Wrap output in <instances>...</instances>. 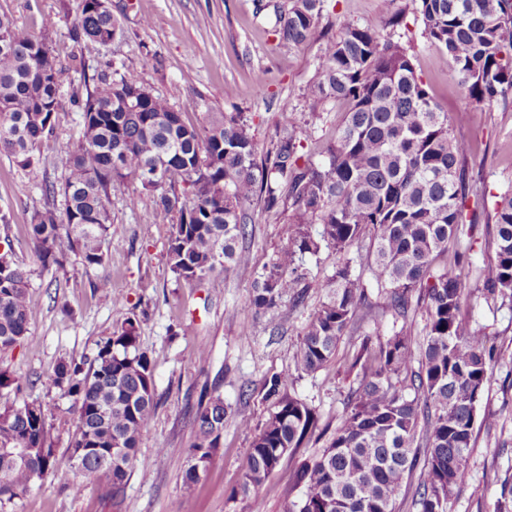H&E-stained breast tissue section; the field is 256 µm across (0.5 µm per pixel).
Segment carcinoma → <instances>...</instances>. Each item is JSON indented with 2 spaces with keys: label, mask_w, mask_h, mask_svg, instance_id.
Returning a JSON list of instances; mask_svg holds the SVG:
<instances>
[{
  "label": "carcinoma",
  "mask_w": 512,
  "mask_h": 512,
  "mask_svg": "<svg viewBox=\"0 0 512 512\" xmlns=\"http://www.w3.org/2000/svg\"><path fill=\"white\" fill-rule=\"evenodd\" d=\"M326 0H291L276 14L274 34L300 46L319 44V63L304 92L309 111L330 101L346 118L325 159L304 162L305 131L282 113L283 129L258 155L250 126L239 112H206L190 122L129 71L86 78L71 104L80 112V134L68 149L64 172L48 188L51 201L31 216L30 238L43 266H62L65 254L86 267L102 263L112 236V194L138 181L155 205L177 214L167 259L188 283L248 264L238 248L246 239L244 206L257 199L267 211L291 210V244L254 281L249 306L277 307L283 295L301 302L308 273L303 256L321 244L346 252L363 242L370 280L346 261L321 284L327 301L313 314L296 353L295 370L313 374L336 357L342 337L368 318V288L389 298L407 318L416 305L426 314L420 351L402 328L377 347L366 341L350 368L361 367L346 412L329 445L288 471L302 487L286 512H396L403 483L420 471L421 512H447L454 489L466 478L477 402L488 381L493 346L460 318L459 264H450L464 224L468 194L461 160L467 144L451 136L412 57L399 42L370 26L345 24L334 37L319 21ZM439 63L473 99L494 104L512 91V0H409ZM112 13L78 0L72 37L100 46L117 39ZM63 67L44 38L0 14V154L36 176L40 146L56 133ZM313 224L321 225L311 234ZM495 259L483 275L486 296L512 297V192L494 206ZM31 271L12 250L0 252V350L30 333L37 311L28 301ZM291 374L265 378L264 396L276 411L255 434L234 494L256 492L284 456L319 430L315 411L290 392ZM45 385L63 391L71 405L19 402L20 384L0 368V503L27 493L72 458L58 456L53 420L76 417L68 450L87 448L81 472L99 498L116 500L135 471L143 434L159 398L152 360L139 342V322L126 317L98 347L90 363L60 361ZM227 408L219 387L204 388L192 418L195 441L186 449L185 482L195 483L212 464ZM19 452L23 463L11 454Z\"/></svg>",
  "instance_id": "cac0c4a2"
}]
</instances>
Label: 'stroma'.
<instances>
[{"label": "stroma", "instance_id": "1", "mask_svg": "<svg viewBox=\"0 0 512 512\" xmlns=\"http://www.w3.org/2000/svg\"><path fill=\"white\" fill-rule=\"evenodd\" d=\"M405 0H327L321 24L331 33L351 23L382 27L386 9H401ZM290 0H110L123 34L99 46L75 42L71 27L77 0H0V13L33 36L46 38L61 63L82 57L87 75L116 63L134 71L153 93L194 122L207 112H239L250 124L259 151L276 140L283 110L294 112L307 130L302 152L319 160L336 136L345 112L329 103L308 111L303 93L318 62L319 46L278 44L271 27ZM151 25H144V18ZM413 57L416 73L442 111L453 137L469 150L463 164L470 193L489 196L512 190V93L494 105L476 102L440 65L434 48L413 15L394 30ZM80 115L71 105L58 114L55 136L40 148L45 165L32 177L0 154V239L9 238L15 258L31 270L28 296L38 315L31 332L16 347L0 353V367L22 383L19 399L69 406L60 390L43 382L55 364L91 360L127 314L139 319L140 345L154 363L159 405L139 452V462L123 495L102 501L76 469L64 466L48 474L31 491L0 504V512H285L300 494L288 483L291 459H283L250 497H233L255 434L274 411L266 399V376L293 369L310 315L326 299L320 281L336 270L339 256L330 247L305 255L309 286L302 303L284 296L278 308L263 315L248 305L254 280L284 247L292 232L283 212L265 211L256 201L245 210L251 222L244 247L248 267L198 286L178 280L167 264L173 215L155 210L152 196L136 182L112 197V238L102 265L87 268L69 258L61 269L43 268L30 242L34 210L47 200L46 187L61 175L67 146L78 136ZM140 198L130 208L127 195ZM465 228L449 259L463 258L460 315L485 332L496 350L489 382L477 403L467 479L448 501V512H496L500 487L512 477V298H490L482 273L495 258L492 206L467 208ZM112 281L124 303L114 306L95 289L99 279ZM372 316L357 323L338 345L336 360L314 374L296 377L292 394L312 407L320 425L336 427L346 410L354 377L341 363L364 338L383 341L400 328L415 338L425 334L426 315L410 312L396 318L387 298L369 289ZM206 359H199V351ZM220 379L227 407L221 447L209 469L192 485L184 481L185 454L193 440L190 425L204 381ZM254 391L250 404L238 403L241 385Z\"/></svg>", "mask_w": 512, "mask_h": 512}]
</instances>
